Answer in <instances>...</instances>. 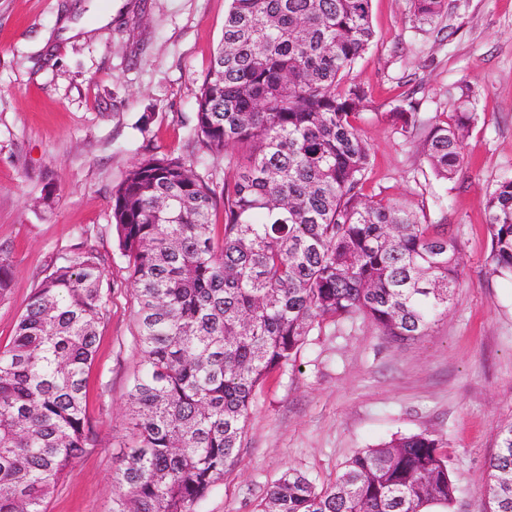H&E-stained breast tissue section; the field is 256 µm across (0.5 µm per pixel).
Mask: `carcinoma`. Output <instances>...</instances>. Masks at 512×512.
Segmentation results:
<instances>
[{
    "label": "carcinoma",
    "instance_id": "carcinoma-1",
    "mask_svg": "<svg viewBox=\"0 0 512 512\" xmlns=\"http://www.w3.org/2000/svg\"><path fill=\"white\" fill-rule=\"evenodd\" d=\"M370 2L229 0L193 117L197 141L224 159L223 185L203 157L199 172L148 151L112 188L140 364L109 512H200L238 456L264 381L324 323L362 317L409 342L452 304L461 286L456 240L407 206L363 193L370 149L352 117L368 94L345 77L376 37ZM446 6L411 0L421 24ZM475 99L460 87L455 112L426 128L422 150L439 180L461 169ZM382 119L410 136L418 103L406 97ZM486 210L490 269L512 276V176L497 181ZM11 284V260L0 252V300ZM110 292L100 256L79 252L40 280L0 349V512H47L94 445L85 373ZM498 437L488 512H512V423ZM445 445L428 432L399 435L356 452L320 486L290 468L254 512L446 509L455 487Z\"/></svg>",
    "mask_w": 512,
    "mask_h": 512
}]
</instances>
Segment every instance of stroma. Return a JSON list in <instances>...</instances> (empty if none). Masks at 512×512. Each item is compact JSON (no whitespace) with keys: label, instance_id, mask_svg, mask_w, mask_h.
<instances>
[{"label":"stroma","instance_id":"obj_1","mask_svg":"<svg viewBox=\"0 0 512 512\" xmlns=\"http://www.w3.org/2000/svg\"><path fill=\"white\" fill-rule=\"evenodd\" d=\"M447 3L423 25L410 0H372L377 38L348 79L369 92L355 121L371 152L365 194L445 225L460 246L462 284L419 340L391 342L363 318L310 336L260 389L237 460L202 512H254L288 468L327 483L355 452L419 432L447 442L449 512H487L496 427L512 421V277L489 270L485 208L497 180L512 175V0ZM107 8L111 22L98 25ZM227 8L228 0H0V250L13 264L0 347L39 278L64 259L94 249L112 287L86 374L95 444L48 512H109L139 361L112 188L145 152L199 154L195 101ZM466 84L477 92V120L462 169L447 182L423 176L419 137L403 138L381 115L409 95L424 122L446 118L452 90Z\"/></svg>","mask_w":512,"mask_h":512}]
</instances>
